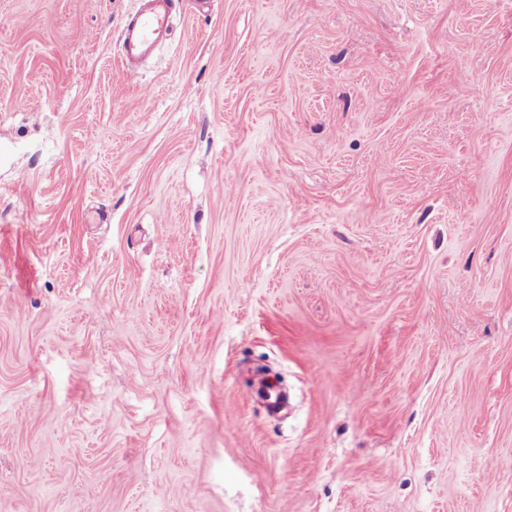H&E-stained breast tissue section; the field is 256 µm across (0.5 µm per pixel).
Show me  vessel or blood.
I'll return each instance as SVG.
<instances>
[{"label":"vessel or blood","instance_id":"b4317fda","mask_svg":"<svg viewBox=\"0 0 512 512\" xmlns=\"http://www.w3.org/2000/svg\"><path fill=\"white\" fill-rule=\"evenodd\" d=\"M172 0H145L120 30L119 46L130 61L146 58L171 29Z\"/></svg>","mask_w":512,"mask_h":512}]
</instances>
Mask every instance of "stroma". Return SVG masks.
<instances>
[{"mask_svg":"<svg viewBox=\"0 0 512 512\" xmlns=\"http://www.w3.org/2000/svg\"><path fill=\"white\" fill-rule=\"evenodd\" d=\"M138 5L0 0V512H512V0ZM172 0H145L120 30L119 46L129 61L146 58L171 29Z\"/></svg>","mask_w":512,"mask_h":512,"instance_id":"1","label":"stroma"}]
</instances>
